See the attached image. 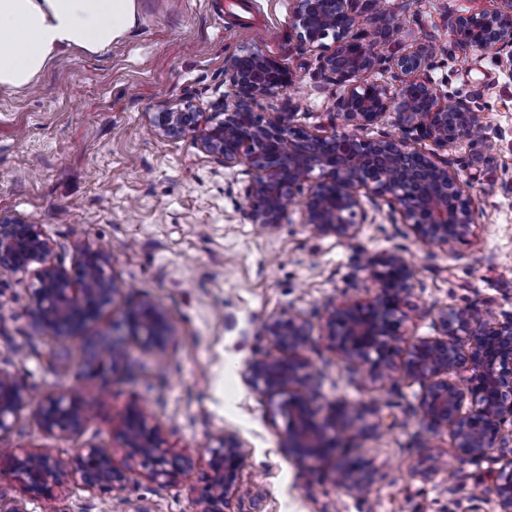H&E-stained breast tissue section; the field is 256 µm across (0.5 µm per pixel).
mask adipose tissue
Listing matches in <instances>:
<instances>
[{
	"instance_id": "adipose-tissue-1",
	"label": "adipose tissue",
	"mask_w": 512,
	"mask_h": 512,
	"mask_svg": "<svg viewBox=\"0 0 512 512\" xmlns=\"http://www.w3.org/2000/svg\"><path fill=\"white\" fill-rule=\"evenodd\" d=\"M136 20V0H0V90L30 88L63 52H106Z\"/></svg>"
}]
</instances>
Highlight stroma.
<instances>
[{
	"label": "stroma",
	"instance_id": "35a3bbf8",
	"mask_svg": "<svg viewBox=\"0 0 512 512\" xmlns=\"http://www.w3.org/2000/svg\"><path fill=\"white\" fill-rule=\"evenodd\" d=\"M242 23L230 0H137V23L98 56L62 55L34 88L0 91V215L38 225L50 260L68 269L85 246L112 249L111 274L124 285L113 321L147 298L163 308L171 341L165 359L130 347L124 367L83 378L81 339L59 347L33 328L27 290L0 276V369L27 382L36 399L78 391L89 406L82 434L44 433L24 409L1 441L56 456L83 448H118L122 419L144 408L169 445L191 453L195 470L173 484L136 473L118 492H90L75 483L53 499L32 500L29 512H197L208 475V443L230 429L249 444L240 478L254 496L240 512H496L492 493L475 496L478 467L461 458L451 433L422 425L419 382L364 380L333 352L324 317L331 303L366 301L378 290L360 269L365 255L400 252L412 270L401 348L435 335L440 309L488 305L512 311V71L490 51L454 46L450 24L465 13L502 10V0H387L399 48L435 43L430 72L440 97L468 98L489 132L502 133L490 161H474L461 145L453 154L475 206L465 243L447 250L415 239L388 205L369 208L357 236L314 231L293 207L272 232L247 215L245 166L223 167L192 138L168 141L149 125L166 104L191 101L209 109L229 94L224 61L258 49L280 62L295 82L261 100L268 114L290 101L295 123L326 130L332 92L315 77L316 52L291 29L294 0H252ZM299 312L310 325L305 355L317 413L358 405L355 428L341 437L369 462L365 499L334 482V461L298 462L279 452L282 417L272 416L244 383V363L268 347L267 324Z\"/></svg>",
	"mask_w": 512,
	"mask_h": 512
}]
</instances>
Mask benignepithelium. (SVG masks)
Masks as SVG:
<instances>
[{"mask_svg":"<svg viewBox=\"0 0 512 512\" xmlns=\"http://www.w3.org/2000/svg\"><path fill=\"white\" fill-rule=\"evenodd\" d=\"M507 10L467 13L451 22L452 40L465 49H492L505 69H512V0ZM292 29L299 45L317 50L316 76L333 96L331 123L341 119L349 132L319 134L295 125L296 113L285 104L265 118L254 105L284 91L293 74L260 50H245L224 62V81L233 99L223 96L211 111L184 102L163 108L150 118L155 133L165 139L191 134L201 150L226 168L248 167L246 188L251 223L271 231L282 223L307 188L304 221L320 233L353 238L368 219L363 198L383 200L423 243L451 249L466 240L473 224V202L460 175L438 151L452 152L466 142L481 154L498 149L503 134L489 135L467 99L443 103L427 72L436 50L420 45L410 52L393 49L394 25L386 0H295ZM332 42L327 44L325 39ZM388 65L398 87L362 83L356 76ZM388 112L397 115L402 134L368 138L362 132ZM436 148L425 153L416 142ZM51 246L38 225L0 216V275H33L28 286L32 325L65 344L89 324L104 323L98 339L85 346L80 372L93 376L116 371L130 342L163 356L170 343L166 312L149 299L127 309L121 323H106L122 284L107 272L112 254L105 246L81 251L69 270L49 262ZM367 278L379 284L365 303H341L327 310L324 327L333 350L364 368L379 382L403 373L419 381L423 393L419 414L435 435L451 431L456 451L473 461L486 449L505 445L512 427V312L473 306L438 312L437 335L417 339L401 351L404 309L411 292L412 270L396 252L367 256ZM309 327L290 311L267 327L270 348L245 363L242 378L260 398L276 405L286 421L280 452L299 462L318 461L344 447L336 436V417L357 416L355 406L335 407L319 418L312 411L307 382L313 368L303 355ZM30 400L29 387L0 371V440L13 427ZM47 434L71 438L88 420L79 395L48 398L34 411ZM125 465L115 462L108 448H83L64 457L38 450L0 448V471L19 483L23 496H0V512H28L31 500H50L63 483L73 481L92 492L124 488L132 465L153 481L175 482L187 477L195 458L167 445L162 429L146 412L133 407L123 417L120 432ZM210 475L201 488L198 512H237L236 505L252 491L243 486L240 471L247 442L232 430L211 439ZM340 453L334 482L347 494L362 497L371 483L368 464L350 467ZM488 471L497 512H512V457L493 460Z\"/></svg>","mask_w":512,"mask_h":512,"instance_id":"obj_1","label":"benign epithelium"}]
</instances>
